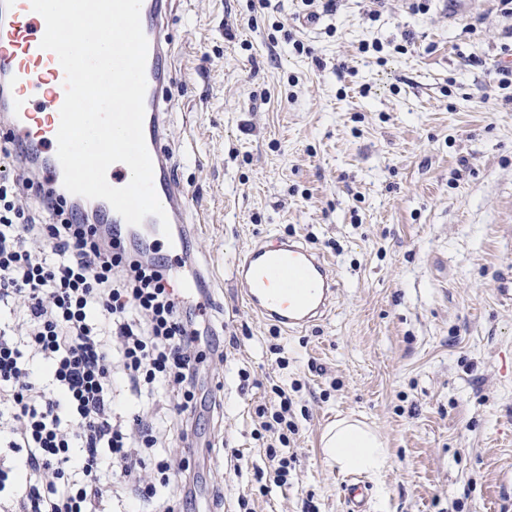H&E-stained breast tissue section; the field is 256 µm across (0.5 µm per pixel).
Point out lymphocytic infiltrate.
Wrapping results in <instances>:
<instances>
[{
	"label": "lymphocytic infiltrate",
	"mask_w": 512,
	"mask_h": 512,
	"mask_svg": "<svg viewBox=\"0 0 512 512\" xmlns=\"http://www.w3.org/2000/svg\"><path fill=\"white\" fill-rule=\"evenodd\" d=\"M127 239L76 222L63 196L25 173L0 177V512H106L115 498L176 512L197 498L194 452L167 449L156 396L172 397L181 426L192 424L199 367L219 347L165 262ZM38 363L49 383L35 377ZM120 391L136 401L133 414L118 412ZM273 393L274 410L256 415L278 439L265 481L281 487L297 426L287 391ZM174 473L177 501L158 502Z\"/></svg>",
	"instance_id": "lymphocytic-infiltrate-1"
}]
</instances>
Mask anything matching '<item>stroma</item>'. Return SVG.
<instances>
[{
  "instance_id": "1",
  "label": "stroma",
  "mask_w": 512,
  "mask_h": 512,
  "mask_svg": "<svg viewBox=\"0 0 512 512\" xmlns=\"http://www.w3.org/2000/svg\"><path fill=\"white\" fill-rule=\"evenodd\" d=\"M175 0L167 146L189 196L187 266H210L223 360L201 371L193 512H346L321 437L373 427L368 512H512V48L498 0ZM320 20L306 22L309 11ZM479 20L476 33L464 25ZM301 41L304 52L293 43ZM324 254L336 303L289 332L254 314L236 255L271 237ZM299 427L263 493L274 386Z\"/></svg>"
}]
</instances>
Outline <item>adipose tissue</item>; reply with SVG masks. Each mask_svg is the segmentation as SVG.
<instances>
[{"label": "adipose tissue", "instance_id": "1", "mask_svg": "<svg viewBox=\"0 0 512 512\" xmlns=\"http://www.w3.org/2000/svg\"><path fill=\"white\" fill-rule=\"evenodd\" d=\"M327 465L378 476L388 463L381 437L368 425L348 418L332 422L322 437Z\"/></svg>", "mask_w": 512, "mask_h": 512}]
</instances>
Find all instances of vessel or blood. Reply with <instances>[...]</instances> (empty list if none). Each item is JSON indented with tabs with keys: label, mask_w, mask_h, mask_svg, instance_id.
Returning a JSON list of instances; mask_svg holds the SVG:
<instances>
[{
	"label": "vessel or blood",
	"mask_w": 512,
	"mask_h": 512,
	"mask_svg": "<svg viewBox=\"0 0 512 512\" xmlns=\"http://www.w3.org/2000/svg\"><path fill=\"white\" fill-rule=\"evenodd\" d=\"M172 0H142L140 18L148 40L145 65L144 137L151 157L153 186L170 223H185L186 192L175 174L167 146L164 95L173 83V46L169 37ZM43 17L31 0H0V119L6 133L21 143V165L33 180L62 186L63 169L57 158L59 111L65 98V73L57 55L42 49ZM67 203L86 224L103 231L124 219L102 199L67 194ZM185 296L204 300L207 283L201 273L184 280L172 266ZM232 282L258 316L293 331L322 320L336 297V277L329 262L297 239L267 238L247 248L232 267ZM349 512H367L369 489L362 481L344 485Z\"/></svg>",
	"instance_id": "1"
}]
</instances>
